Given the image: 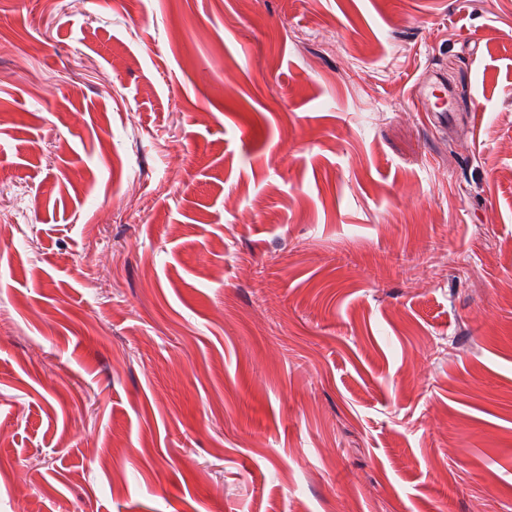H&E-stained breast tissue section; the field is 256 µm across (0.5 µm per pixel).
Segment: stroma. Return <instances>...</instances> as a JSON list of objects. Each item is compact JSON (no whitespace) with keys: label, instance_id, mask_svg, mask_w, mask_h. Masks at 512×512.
Here are the masks:
<instances>
[{"label":"stroma","instance_id":"35a3bbf8","mask_svg":"<svg viewBox=\"0 0 512 512\" xmlns=\"http://www.w3.org/2000/svg\"><path fill=\"white\" fill-rule=\"evenodd\" d=\"M0 222V512H512V0H0ZM447 78L442 75H432L419 87L418 94L422 109L425 112H435L434 116L441 125L448 126V121L457 112L453 96L445 83Z\"/></svg>","mask_w":512,"mask_h":512}]
</instances>
